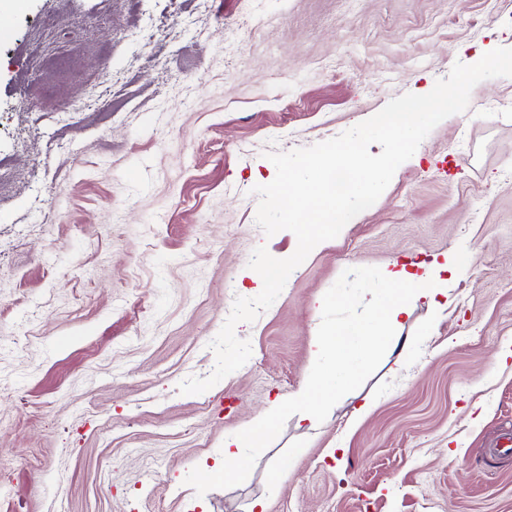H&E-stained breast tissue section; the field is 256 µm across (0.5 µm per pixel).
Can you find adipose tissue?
<instances>
[{"label": "adipose tissue", "instance_id": "1", "mask_svg": "<svg viewBox=\"0 0 512 512\" xmlns=\"http://www.w3.org/2000/svg\"><path fill=\"white\" fill-rule=\"evenodd\" d=\"M453 264L449 257L444 264L427 267L420 274L404 267L387 271L383 290L372 294L366 303L367 320L314 337L312 354L319 365L307 373L300 389L288 396L286 407L299 413L301 420H309L319 405L335 399L342 387L355 383L362 374L366 352L396 345L395 331L410 316L413 302L441 294L439 272Z\"/></svg>", "mask_w": 512, "mask_h": 512}]
</instances>
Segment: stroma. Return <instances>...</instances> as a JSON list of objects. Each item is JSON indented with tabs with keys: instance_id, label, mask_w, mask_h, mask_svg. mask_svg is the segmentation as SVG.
I'll return each mask as SVG.
<instances>
[{
	"instance_id": "35a3bbf8",
	"label": "stroma",
	"mask_w": 512,
	"mask_h": 512,
	"mask_svg": "<svg viewBox=\"0 0 512 512\" xmlns=\"http://www.w3.org/2000/svg\"><path fill=\"white\" fill-rule=\"evenodd\" d=\"M158 17L172 29L144 52ZM0 25V512H512L494 451L512 435V78L477 84L237 325L243 367L178 392L257 296L254 249H294L256 222L267 152L512 48V0H26ZM450 254L446 303L414 304L400 352L312 420L280 410L313 336L366 319L394 264ZM273 408L264 446L213 479ZM275 427V413L268 412L259 419L250 421L243 428L241 433L233 439H225L224 441V479L229 475L228 466L230 464H239L238 452L232 451L230 448H242L248 443L252 446L262 445L270 436Z\"/></svg>"
}]
</instances>
